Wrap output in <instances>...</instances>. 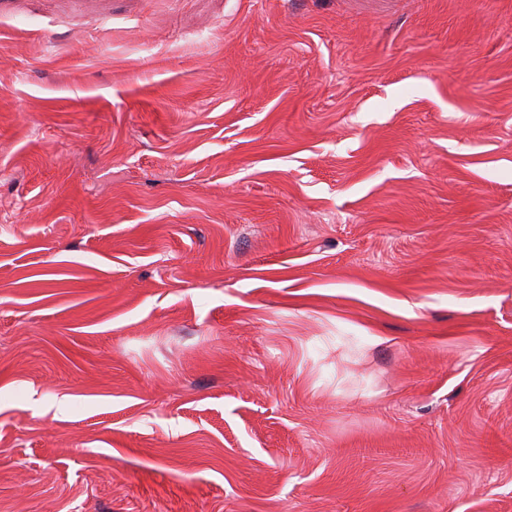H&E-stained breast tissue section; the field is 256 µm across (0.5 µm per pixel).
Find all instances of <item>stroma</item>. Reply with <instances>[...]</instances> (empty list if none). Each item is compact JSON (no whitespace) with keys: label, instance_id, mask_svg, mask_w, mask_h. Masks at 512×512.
<instances>
[{"label":"stroma","instance_id":"35a3bbf8","mask_svg":"<svg viewBox=\"0 0 512 512\" xmlns=\"http://www.w3.org/2000/svg\"><path fill=\"white\" fill-rule=\"evenodd\" d=\"M0 512H512V0H0Z\"/></svg>","mask_w":512,"mask_h":512}]
</instances>
